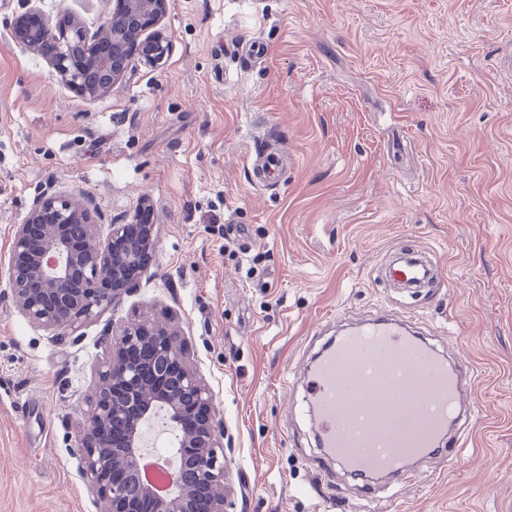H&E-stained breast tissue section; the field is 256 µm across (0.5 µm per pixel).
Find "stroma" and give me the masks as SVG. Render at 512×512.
Returning <instances> with one entry per match:
<instances>
[{
  "label": "stroma",
  "instance_id": "35a3bbf8",
  "mask_svg": "<svg viewBox=\"0 0 512 512\" xmlns=\"http://www.w3.org/2000/svg\"><path fill=\"white\" fill-rule=\"evenodd\" d=\"M36 6L95 29L104 0ZM24 10L0 0V512H103L79 409L110 333L160 312L231 441L229 512H512V0H168L166 63L93 100L12 40ZM271 151L288 166L253 184ZM49 182L155 226L136 292L75 333L29 323L9 288L13 227ZM400 243L441 279H379ZM380 312L476 375L467 446L400 488L317 477L304 401L341 320Z\"/></svg>",
  "mask_w": 512,
  "mask_h": 512
}]
</instances>
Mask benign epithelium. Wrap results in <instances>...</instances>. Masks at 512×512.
<instances>
[{
	"mask_svg": "<svg viewBox=\"0 0 512 512\" xmlns=\"http://www.w3.org/2000/svg\"><path fill=\"white\" fill-rule=\"evenodd\" d=\"M113 0L99 31L77 18L52 23L30 5L12 27L21 47L42 55L56 76L91 100L112 88L137 65L158 67L170 44L157 31L144 53L132 48L165 15L167 0ZM102 219L85 192H60L52 183L36 192L15 225L8 263L9 287L19 312L32 324L75 332L82 321L117 306L135 285L128 271L146 267L154 246V225L109 224L99 240ZM181 428V471L169 493L154 494L141 478L144 425L156 407ZM79 437L82 472L105 512H227L224 500V428L213 395L192 366L181 331L163 315L124 326L109 345L98 382L83 411Z\"/></svg>",
	"mask_w": 512,
	"mask_h": 512,
	"instance_id": "1",
	"label": "benign epithelium"
}]
</instances>
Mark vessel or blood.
<instances>
[{"label": "vessel or blood", "mask_w": 512, "mask_h": 512, "mask_svg": "<svg viewBox=\"0 0 512 512\" xmlns=\"http://www.w3.org/2000/svg\"><path fill=\"white\" fill-rule=\"evenodd\" d=\"M383 280L427 288L437 280L425 252L390 251ZM470 364L448 363L397 321L370 319L343 330L307 375L312 416L326 463L354 475H384L402 484L410 460L438 457L441 444L466 447L462 408L472 401Z\"/></svg>", "instance_id": "1"}]
</instances>
